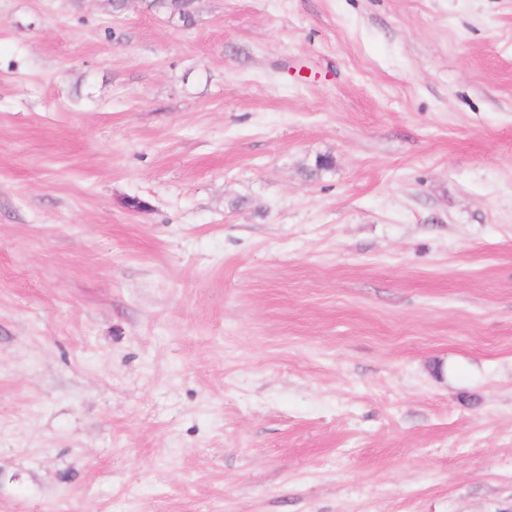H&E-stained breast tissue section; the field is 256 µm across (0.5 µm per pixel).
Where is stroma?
I'll use <instances>...</instances> for the list:
<instances>
[{"instance_id": "1", "label": "stroma", "mask_w": 512, "mask_h": 512, "mask_svg": "<svg viewBox=\"0 0 512 512\" xmlns=\"http://www.w3.org/2000/svg\"><path fill=\"white\" fill-rule=\"evenodd\" d=\"M0 512H512V0H0Z\"/></svg>"}]
</instances>
